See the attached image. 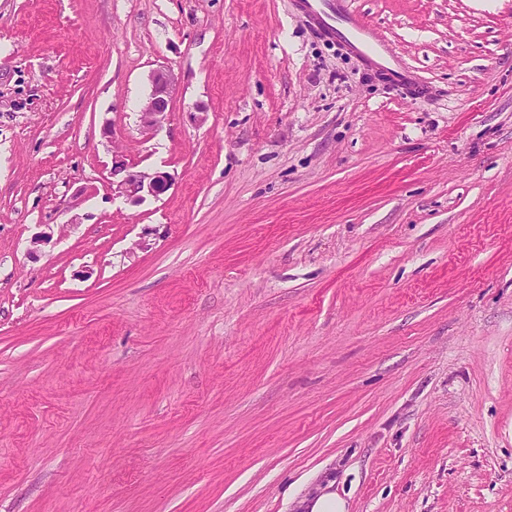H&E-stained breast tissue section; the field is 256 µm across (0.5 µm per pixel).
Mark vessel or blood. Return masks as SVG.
I'll return each instance as SVG.
<instances>
[{"label":"vessel or blood","instance_id":"obj_1","mask_svg":"<svg viewBox=\"0 0 512 512\" xmlns=\"http://www.w3.org/2000/svg\"><path fill=\"white\" fill-rule=\"evenodd\" d=\"M300 11L310 17L331 39L360 57L373 69L416 96L427 93L413 70L402 60L392 44L353 8L351 0H295Z\"/></svg>","mask_w":512,"mask_h":512}]
</instances>
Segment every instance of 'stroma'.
Returning a JSON list of instances; mask_svg holds the SVG:
<instances>
[{
  "mask_svg": "<svg viewBox=\"0 0 512 512\" xmlns=\"http://www.w3.org/2000/svg\"><path fill=\"white\" fill-rule=\"evenodd\" d=\"M353 4L0 0V512H512V0ZM351 0H295L296 6L310 17L330 39L360 57L393 82L409 88L418 97L427 90L414 76L392 44L352 7ZM175 76L170 69H158L151 75V89L139 110L141 132L151 134L167 120L171 112V102ZM123 157H112V193L124 197L131 203H139L146 196L158 197L171 186V177L166 172L147 173L133 170ZM303 507L309 512H347L344 499L335 492L323 493L309 503L305 501Z\"/></svg>",
  "mask_w": 512,
  "mask_h": 512,
  "instance_id": "stroma-1",
  "label": "stroma"
}]
</instances>
